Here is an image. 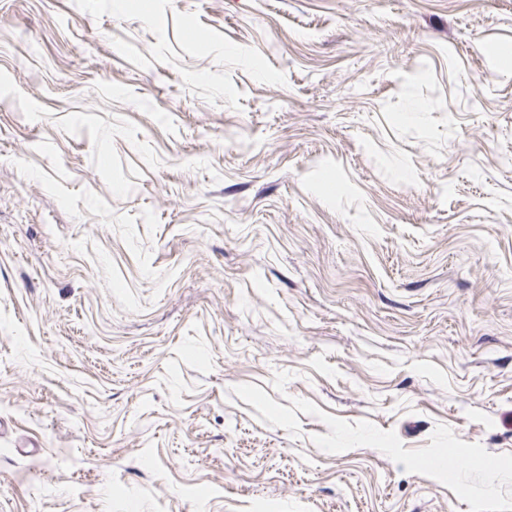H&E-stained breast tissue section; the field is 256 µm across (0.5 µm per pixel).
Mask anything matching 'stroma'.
I'll return each mask as SVG.
<instances>
[{"mask_svg":"<svg viewBox=\"0 0 512 512\" xmlns=\"http://www.w3.org/2000/svg\"><path fill=\"white\" fill-rule=\"evenodd\" d=\"M512 0H0V512H469L512 453Z\"/></svg>","mask_w":512,"mask_h":512,"instance_id":"35a3bbf8","label":"stroma"}]
</instances>
